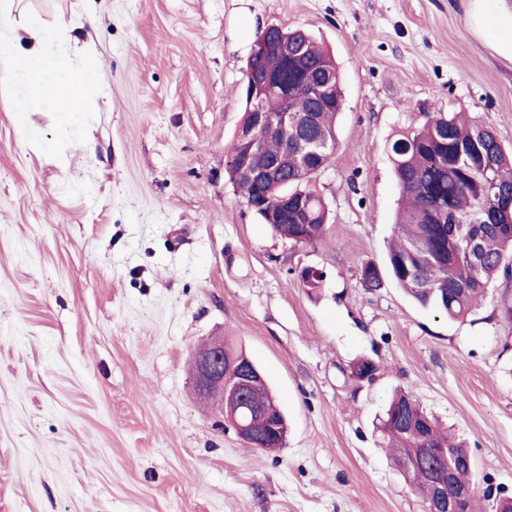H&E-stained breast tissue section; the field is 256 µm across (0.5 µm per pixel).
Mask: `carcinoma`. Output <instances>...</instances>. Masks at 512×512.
Segmentation results:
<instances>
[{
	"instance_id": "1",
	"label": "carcinoma",
	"mask_w": 512,
	"mask_h": 512,
	"mask_svg": "<svg viewBox=\"0 0 512 512\" xmlns=\"http://www.w3.org/2000/svg\"><path fill=\"white\" fill-rule=\"evenodd\" d=\"M305 45V62L281 60L270 68L267 58L249 60L246 82L266 84L258 105L278 112L283 105L296 111L313 110L306 134H285L262 129L259 140L266 154L288 151V192L298 208L288 219L270 225L278 236L295 245H312L323 238L328 210L310 188L318 169L326 168L337 146L336 115L342 110L343 95L335 59L303 28L270 30L267 38L280 35ZM328 73L331 81L325 98L312 99L316 74ZM394 175L403 204L395 224L399 243L388 254L384 269L369 262L361 268L360 280L367 288L381 285L387 275L424 308L451 319L465 317L482 298L497 275L509 272L512 255V151L501 144L488 126L461 113L431 112L418 129L404 132L390 146ZM232 146L228 172L245 202L256 198L258 187L237 163ZM237 412L244 423L262 428L270 423L287 430V423L266 382L251 392ZM379 430L389 448L394 466L404 481L421 494L428 510L441 512L425 468L420 460L426 448L443 455L455 470V483L476 485L471 457L463 443L445 431L409 392L397 393L380 420Z\"/></svg>"
}]
</instances>
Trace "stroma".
<instances>
[{
	"label": "stroma",
	"mask_w": 512,
	"mask_h": 512,
	"mask_svg": "<svg viewBox=\"0 0 512 512\" xmlns=\"http://www.w3.org/2000/svg\"><path fill=\"white\" fill-rule=\"evenodd\" d=\"M87 23L99 82L82 112L0 83V512H426L380 420L410 391L464 441L479 489L512 497V275L451 320L384 265L399 190L390 145L429 112H465L512 146V0H20ZM309 30L345 107L312 181L330 222L296 246L226 169L252 46ZM324 279L305 288L299 269ZM223 336L265 372L288 420L267 453L193 389ZM368 358L374 380L351 368Z\"/></svg>",
	"instance_id": "stroma-1"
}]
</instances>
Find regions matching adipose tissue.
<instances>
[{"mask_svg": "<svg viewBox=\"0 0 512 512\" xmlns=\"http://www.w3.org/2000/svg\"><path fill=\"white\" fill-rule=\"evenodd\" d=\"M64 30L45 26L37 17H28L25 24L14 28L8 42H0V81H20L31 85L33 77L42 76L47 68V51L65 41ZM81 66L58 79L44 83L37 95L49 101L57 111L76 113L81 109L80 101H65L70 86L86 91L98 79L96 58L89 48L79 47Z\"/></svg>", "mask_w": 512, "mask_h": 512, "instance_id": "ef3b65f1", "label": "adipose tissue"}]
</instances>
